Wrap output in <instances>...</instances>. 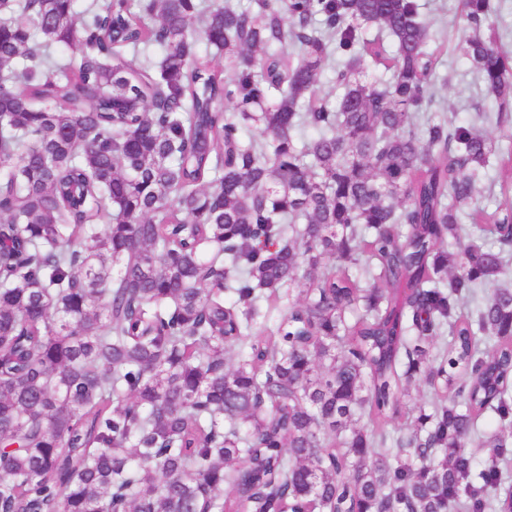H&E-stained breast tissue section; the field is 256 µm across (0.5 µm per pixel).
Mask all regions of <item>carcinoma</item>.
<instances>
[{"label":"carcinoma","mask_w":512,"mask_h":512,"mask_svg":"<svg viewBox=\"0 0 512 512\" xmlns=\"http://www.w3.org/2000/svg\"><path fill=\"white\" fill-rule=\"evenodd\" d=\"M75 2L0 21V512H512L490 0H461L497 107L466 123L424 117L450 78L417 0ZM152 47L156 78L121 55ZM422 387H424V384L421 383V386H419V381L416 380L410 386L408 387V390L406 392V395L402 398V416L399 417L395 421H391L388 427V430L392 437L397 438L401 436L405 430L406 427L405 422L406 419L403 417L404 413L409 412L410 415L416 416L417 415V407L420 405L421 401V395H422Z\"/></svg>","instance_id":"1"}]
</instances>
